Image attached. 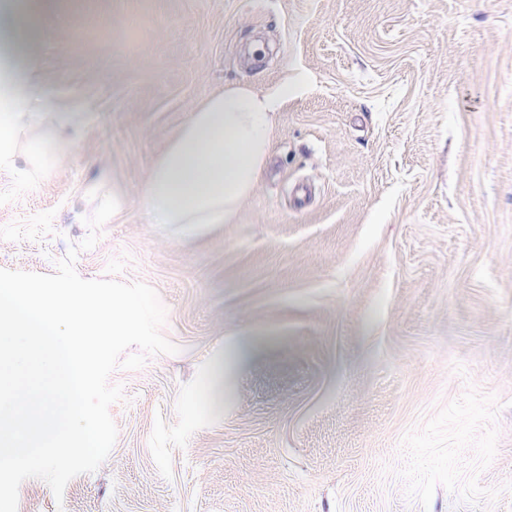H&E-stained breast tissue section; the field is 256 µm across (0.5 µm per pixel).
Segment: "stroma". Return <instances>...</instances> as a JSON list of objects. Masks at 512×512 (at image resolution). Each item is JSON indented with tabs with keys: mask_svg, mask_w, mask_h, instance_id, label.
<instances>
[{
	"mask_svg": "<svg viewBox=\"0 0 512 512\" xmlns=\"http://www.w3.org/2000/svg\"><path fill=\"white\" fill-rule=\"evenodd\" d=\"M28 49L70 149L0 170V269L54 273L125 195L75 268L123 260L177 351L18 512H512V0H68ZM286 82L231 223H149L192 112Z\"/></svg>",
	"mask_w": 512,
	"mask_h": 512,
	"instance_id": "obj_1",
	"label": "stroma"
}]
</instances>
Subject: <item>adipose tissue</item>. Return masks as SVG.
I'll return each mask as SVG.
<instances>
[{"label":"adipose tissue","instance_id":"ef3b65f1","mask_svg":"<svg viewBox=\"0 0 512 512\" xmlns=\"http://www.w3.org/2000/svg\"><path fill=\"white\" fill-rule=\"evenodd\" d=\"M65 0H6L0 9V48L16 71L0 84V167L17 158L38 162L63 144L52 127L36 128L35 105L51 108L29 74L27 39ZM295 86L259 94L233 86L207 98L156 162L141 190L154 224H227L255 190L271 152L274 116Z\"/></svg>","mask_w":512,"mask_h":512}]
</instances>
